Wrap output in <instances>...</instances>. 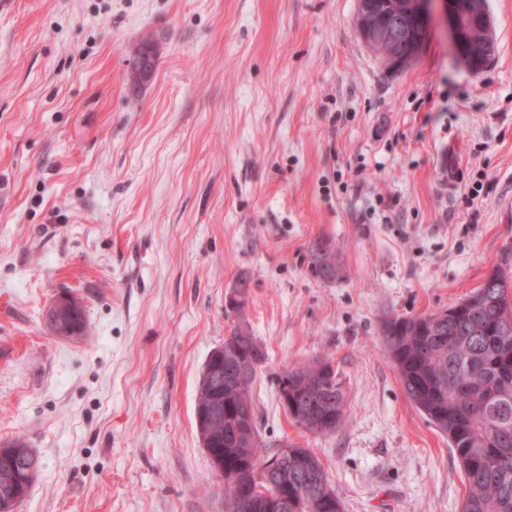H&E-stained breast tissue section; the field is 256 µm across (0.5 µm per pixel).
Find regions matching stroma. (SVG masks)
I'll return each instance as SVG.
<instances>
[{"label": "stroma", "instance_id": "35a3bbf8", "mask_svg": "<svg viewBox=\"0 0 512 512\" xmlns=\"http://www.w3.org/2000/svg\"><path fill=\"white\" fill-rule=\"evenodd\" d=\"M356 0H0V444L40 468L14 512H224L195 398L246 317L266 351L261 441L312 449L344 512H461L448 439L410 404L390 315L448 308L512 276V0L475 74L435 15L390 73ZM157 44L153 80L129 52ZM341 275L318 278L311 246ZM82 297L88 334L45 311ZM331 357L347 398L314 435L278 402Z\"/></svg>", "mask_w": 512, "mask_h": 512}]
</instances>
